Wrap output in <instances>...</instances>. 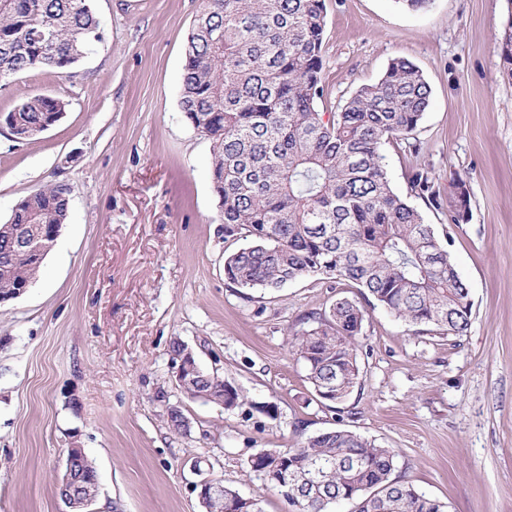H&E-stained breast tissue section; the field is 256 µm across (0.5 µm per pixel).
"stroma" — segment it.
Segmentation results:
<instances>
[{"mask_svg": "<svg viewBox=\"0 0 512 512\" xmlns=\"http://www.w3.org/2000/svg\"><path fill=\"white\" fill-rule=\"evenodd\" d=\"M102 39L71 68L0 81V114L42 94L63 118L18 143L0 128V224L34 190L68 185L69 212L35 284L0 303V512H68L55 476L70 442L93 460V512H202L195 485L223 480L292 512L251 469L252 455L329 429L397 454L395 477L449 512H512V81L498 37L512 0H324V93L340 111L403 57L430 87L406 140L382 144L392 188L436 232L446 217L410 188L467 180L469 215L449 250L469 290L463 336L414 333L365 307L360 383L343 410L321 404L287 329L358 288L315 276L277 291L224 278L225 238L211 142L186 120L181 81L200 0H92ZM243 395L240 406L185 397L172 343ZM190 421L181 435L166 410Z\"/></svg>", "mask_w": 512, "mask_h": 512, "instance_id": "1", "label": "stroma"}]
</instances>
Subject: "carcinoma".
Returning <instances> with one entry per match:
<instances>
[{
    "mask_svg": "<svg viewBox=\"0 0 512 512\" xmlns=\"http://www.w3.org/2000/svg\"><path fill=\"white\" fill-rule=\"evenodd\" d=\"M90 0H0V79L31 69L63 70L101 39ZM323 0H201L188 35L180 107L211 140L210 175L224 236L247 244L224 257L225 279L273 291L309 276L347 281L367 301L412 326L461 336L471 316L469 291L433 225L392 188L380 154L405 139L426 112L430 88L418 68L396 58L375 83L360 87L326 120L322 96ZM45 40L39 41V35ZM502 77L512 79V23L499 41ZM65 103L32 95L7 113L19 133L42 127ZM411 190L448 213V230L465 223L428 169ZM69 192L61 183L23 198L12 224H65ZM45 255L37 243H8L0 224V298L37 279ZM364 310L348 298L298 317L289 345L312 388L336 390L342 405L359 385L357 336ZM208 401L224 398V379L197 382ZM272 458L265 480L288 494L294 512H449L448 504L393 477L397 454L373 439L334 429ZM295 479L281 485V473ZM315 473L317 489L303 491Z\"/></svg>",
    "mask_w": 512,
    "mask_h": 512,
    "instance_id": "obj_1",
    "label": "carcinoma"
}]
</instances>
